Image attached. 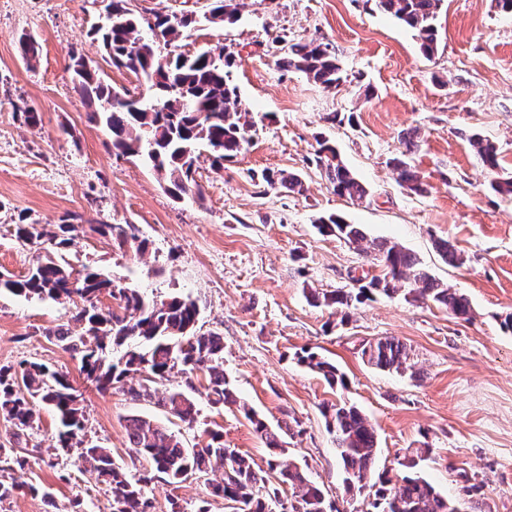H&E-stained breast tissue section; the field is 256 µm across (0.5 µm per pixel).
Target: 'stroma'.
<instances>
[{
    "label": "stroma",
    "mask_w": 512,
    "mask_h": 512,
    "mask_svg": "<svg viewBox=\"0 0 512 512\" xmlns=\"http://www.w3.org/2000/svg\"><path fill=\"white\" fill-rule=\"evenodd\" d=\"M237 21L206 20L211 0H129L146 17L190 14L164 55L225 49L235 58L231 78L251 111L253 128L242 150L223 168L208 155L195 178L204 199L173 200L154 171L134 158H116L111 134L90 122L91 108L76 88L70 51L94 67L104 83L139 95L140 77L112 66L92 35L105 21L103 0H0V271L26 274L38 253L11 234L16 224H56L76 214L82 224H133L149 241L144 255L113 251L94 236L62 254L74 268L88 265L159 299L191 296L200 307V332L224 338V371L242 401L269 428L289 427L287 456L305 468L340 512H367L369 498H347L336 445L320 408L346 400L376 428V471H395L404 449L428 444L426 478L443 495L478 486L482 512H512V197L496 194L492 178H512V14L495 0H444L437 25L441 43L424 56L413 32L380 10L376 0H239ZM36 42L23 57L21 35ZM329 44L348 75L326 90L298 71L274 64L278 39ZM374 95L365 98L362 89ZM38 112L27 126L26 111ZM417 132L410 156L424 193L401 186L389 161ZM493 142L500 166L489 173L470 144ZM329 141L368 195L351 203L334 193L315 163ZM299 174L297 194L267 187L262 175ZM335 213L361 225L368 239H387L413 253L431 275L470 303L463 319L431 303L376 297L357 305L349 320L312 306L310 288L355 287L379 269L354 246L319 234L315 220ZM445 239L462 264L445 263L434 247ZM70 314L52 300L0 297V366L38 361L67 372L85 394L86 435L112 451L127 473L140 464L128 448L126 420L153 419L186 446L204 444V430L224 433L225 445L266 467L269 451L236 407L216 409L203 391L188 426L155 404L121 391L98 392L77 360L44 331ZM393 336L407 344L415 373L384 372L361 358L367 340ZM314 352L340 368L346 388H330L302 364ZM56 424L41 411L14 437L0 419V446L21 448L23 484L10 512H46L30 486L50 489L61 512L72 502L83 512H106L108 487L76 456L54 451ZM193 476L146 489L165 512L175 497L196 512H225L208 495V479Z\"/></svg>",
    "instance_id": "1"
}]
</instances>
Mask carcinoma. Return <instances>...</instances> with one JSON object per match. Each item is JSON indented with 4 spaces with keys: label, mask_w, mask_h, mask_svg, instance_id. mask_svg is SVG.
<instances>
[{
    "label": "carcinoma",
    "mask_w": 512,
    "mask_h": 512,
    "mask_svg": "<svg viewBox=\"0 0 512 512\" xmlns=\"http://www.w3.org/2000/svg\"><path fill=\"white\" fill-rule=\"evenodd\" d=\"M376 2L415 33L425 56H434L440 44L436 20L443 0ZM110 4L121 25L116 27L109 21L95 33L112 64L140 76L147 84L148 95L128 97L96 75H82L77 80L79 89L97 102L92 118L112 133V154L142 158L165 191L177 200L192 193L198 195L195 174L200 148H207L212 166L221 168L240 153L252 127L249 111L231 79L232 59L222 51L181 53L163 59L160 45L173 41L196 20L190 15L159 13L149 19L134 14L127 7L128 0H110ZM237 18L234 0H212L209 23L223 25ZM275 65L282 71H299L325 89H337L346 81L336 53L313 39L285 44ZM473 147L486 168L492 171L499 167L498 150L492 142L476 137ZM316 163L336 195L352 202L367 197L366 187L325 141L320 143ZM392 165L402 185L415 193L424 192L418 173L406 160L396 157ZM263 181L271 188L303 191L302 179L295 173L269 171L263 174ZM315 224L322 235H333L358 247L367 243L362 246L364 251L373 253L381 270L357 288L310 290L309 300L314 306L334 309L346 318V310L357 304L372 301L377 295L401 293L414 302L444 307L456 317L469 316L467 299L429 274L400 245L387 239L369 242L360 225L337 214L321 216ZM86 231L111 242L115 250L133 249L143 255L149 247L133 224L102 222L86 227L70 222L68 217L51 229L17 224V240L33 246L46 243L49 248L27 275L17 278L0 273V292L74 302L67 321L46 329L45 336L79 359L86 381L100 392L118 389L135 401L149 397L168 414L191 425L198 409L185 391L175 388L159 393L144 385L136 388L128 384V377L136 373L149 382H161L179 366L190 390H196L195 379H204L212 406L237 403L232 382L224 373V337L217 332H196L199 307L195 300L178 294L149 299L99 270L88 266L77 270L53 257V253L74 246L79 233ZM435 249L444 261L460 262L447 240H435ZM104 298L111 301L106 308L102 306ZM362 358L382 371L413 369L407 345L393 336L366 341ZM300 362L330 387L346 386L345 375L318 354L307 352L300 356ZM84 402V392L69 376L45 363L22 361L0 366V417L24 432L39 419L40 407L51 409L58 423L56 450L67 454L75 451L79 461L96 469L110 488L109 512H153V502L145 494V487L153 480L179 484L216 467L224 469V477L211 485V495L224 499L230 512H334L325 491L301 467L283 459L286 448L282 435L270 430L244 403L239 410L272 451L268 472L255 469L247 455L224 446V434L219 429L205 430L204 447L188 448L156 422L133 416L126 420L128 443L135 459L143 462L144 472L130 476L112 461L111 449L86 438ZM321 413L334 435L344 493L354 497L371 489L369 505L373 512H480L479 502L444 497L427 480L423 464L430 448L426 445L406 449L399 461V474L392 477L383 472L371 480L378 452L372 422L346 401L325 403ZM26 464V458L15 449L0 447L1 510L22 489V485L6 481L1 473ZM284 485L292 490L286 499L282 497Z\"/></svg>",
    "instance_id": "carcinoma-1"
}]
</instances>
